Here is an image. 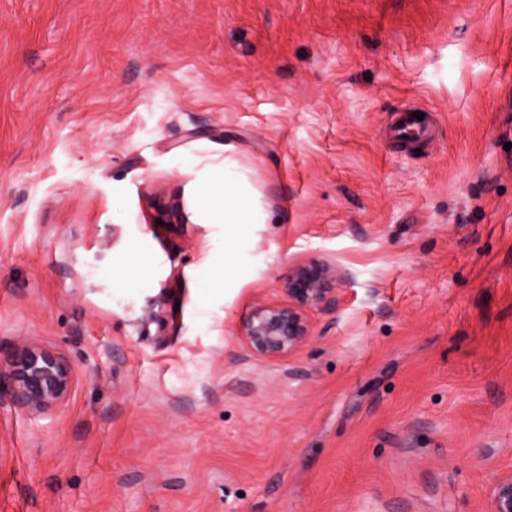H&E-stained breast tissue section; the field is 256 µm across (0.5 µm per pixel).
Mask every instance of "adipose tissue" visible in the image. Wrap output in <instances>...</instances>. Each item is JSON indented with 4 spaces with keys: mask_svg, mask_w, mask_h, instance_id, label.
Listing matches in <instances>:
<instances>
[{
    "mask_svg": "<svg viewBox=\"0 0 512 512\" xmlns=\"http://www.w3.org/2000/svg\"><path fill=\"white\" fill-rule=\"evenodd\" d=\"M242 183V175L231 168L215 171L206 183L211 200L201 208L209 223L223 225L233 239L240 238L248 225L259 221L254 200Z\"/></svg>",
    "mask_w": 512,
    "mask_h": 512,
    "instance_id": "adipose-tissue-1",
    "label": "adipose tissue"
}]
</instances>
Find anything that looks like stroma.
<instances>
[{
  "mask_svg": "<svg viewBox=\"0 0 512 512\" xmlns=\"http://www.w3.org/2000/svg\"><path fill=\"white\" fill-rule=\"evenodd\" d=\"M433 140L393 144L396 110ZM233 160L267 215L207 295ZM165 223H156L158 211ZM355 276L281 361L240 320ZM0 512H489L512 476V0H0ZM75 383L73 364L50 343L22 340L0 355V386L7 387L14 407L30 416L64 407Z\"/></svg>",
  "mask_w": 512,
  "mask_h": 512,
  "instance_id": "1",
  "label": "stroma"
}]
</instances>
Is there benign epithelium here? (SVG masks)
I'll return each mask as SVG.
<instances>
[{
  "label": "benign epithelium",
  "mask_w": 512,
  "mask_h": 512,
  "mask_svg": "<svg viewBox=\"0 0 512 512\" xmlns=\"http://www.w3.org/2000/svg\"><path fill=\"white\" fill-rule=\"evenodd\" d=\"M353 280L331 260H296L282 280L285 300L258 298L245 314L240 332L246 351L269 361L296 354L313 335V313H335ZM75 383L73 364L50 343L22 340L0 355V386L7 387L14 407L30 416L64 407ZM490 512H512V477L493 487Z\"/></svg>",
  "instance_id": "obj_1"
}]
</instances>
